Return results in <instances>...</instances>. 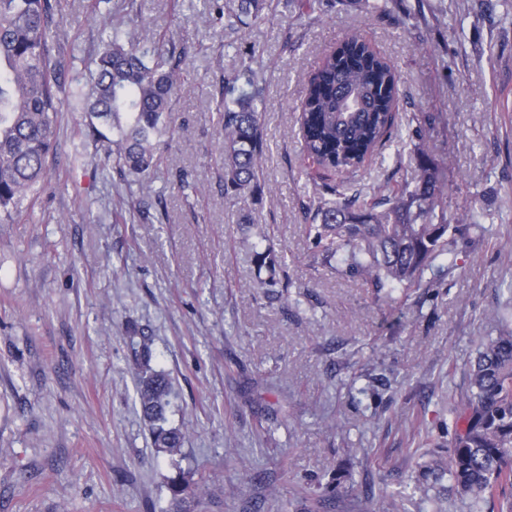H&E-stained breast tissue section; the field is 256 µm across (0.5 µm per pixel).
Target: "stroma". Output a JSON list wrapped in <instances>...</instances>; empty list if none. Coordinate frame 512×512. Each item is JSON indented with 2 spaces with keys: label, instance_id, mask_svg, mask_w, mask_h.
Listing matches in <instances>:
<instances>
[{
  "label": "stroma",
  "instance_id": "stroma-1",
  "mask_svg": "<svg viewBox=\"0 0 512 512\" xmlns=\"http://www.w3.org/2000/svg\"><path fill=\"white\" fill-rule=\"evenodd\" d=\"M267 0L237 32L198 0H54L62 80L85 82L102 31L121 26L183 59L173 132L148 178L121 177L83 141L70 98L31 214L0 224V512H150L169 477L198 485L184 512H468L422 480L456 430L476 342L512 316V0ZM395 66L399 134L354 185L411 180L421 149L448 186L452 270L397 306L311 264L295 115L309 74L346 34ZM254 69L266 150L256 185L224 190V77ZM436 122L416 143L414 119ZM270 251L274 266L258 268ZM272 281L271 291L256 288ZM170 376L180 469L157 461L134 406L129 325ZM337 481L334 495L324 485Z\"/></svg>",
  "mask_w": 512,
  "mask_h": 512
}]
</instances>
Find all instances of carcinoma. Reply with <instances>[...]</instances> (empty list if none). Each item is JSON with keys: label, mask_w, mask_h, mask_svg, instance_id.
I'll return each mask as SVG.
<instances>
[{"label": "carcinoma", "mask_w": 512, "mask_h": 512, "mask_svg": "<svg viewBox=\"0 0 512 512\" xmlns=\"http://www.w3.org/2000/svg\"><path fill=\"white\" fill-rule=\"evenodd\" d=\"M265 0H225L226 26L258 20ZM59 22L52 0H0V223L31 210L54 153L64 67L54 40ZM89 80L71 96L85 115L82 135L115 146L123 171L138 176L160 160V139L171 133L170 112L180 69L118 31L101 39ZM237 77L224 78V185L251 188L266 148L257 102L263 89L233 95ZM398 78L392 64L355 34L344 37L309 77L297 124L304 156L327 172L352 178L382 150L398 127ZM415 175L370 198L348 186L323 183L303 205L304 233L314 262L360 282L376 300L422 287L426 270L452 253L448 186L423 152L410 156ZM138 370L135 405L148 424L156 457L177 470L173 504L189 487L180 467L185 434L165 427L172 382L152 367L150 340L129 337ZM467 388L453 402L458 424L448 454L437 455L422 477L469 498L473 512L498 500L512 512V329L478 340L466 371Z\"/></svg>", "instance_id": "1"}]
</instances>
